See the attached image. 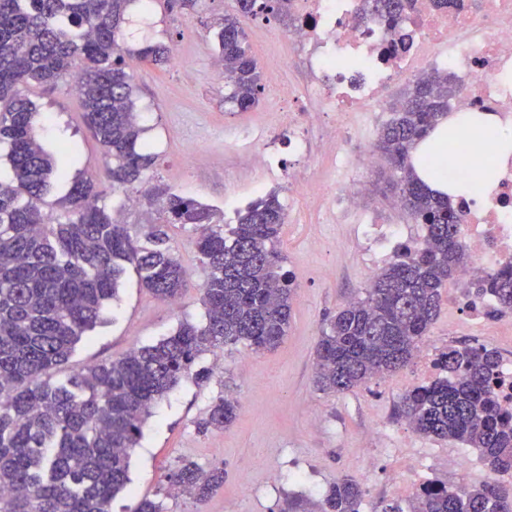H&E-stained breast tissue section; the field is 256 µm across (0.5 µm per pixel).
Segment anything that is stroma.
<instances>
[{
  "instance_id": "1",
  "label": "stroma",
  "mask_w": 512,
  "mask_h": 512,
  "mask_svg": "<svg viewBox=\"0 0 512 512\" xmlns=\"http://www.w3.org/2000/svg\"><path fill=\"white\" fill-rule=\"evenodd\" d=\"M130 8L152 19L143 34L122 28L120 42L128 50L136 110L156 164L141 183L113 190L107 177L110 160L87 129L77 95L63 84L28 87L26 95L37 109L34 127L46 149L53 153L66 144L77 149L67 179L53 184L45 197L47 211L65 215L71 180L88 178L107 204L121 206L122 222L141 234L163 222L144 195L153 185L164 184L213 206L229 227L240 209L274 191L285 208L283 266L293 273L297 290L290 328L279 347L256 353L237 344L206 353L198 364L210 370L209 380L187 378L155 407L131 452L130 483L113 500L112 512H134L145 497L164 500L168 512H279L286 497L318 499L346 474L365 480L363 512L390 502L406 506L416 488L398 479L402 459L395 449L407 437L426 458L423 480L455 484L458 460L474 456V449L414 434L396 413L402 395L417 384L416 365L345 393H325L314 384L318 336L339 307L363 294L370 277L359 253L357 214L329 212L326 204L308 198V184L321 182L331 193L342 184H356L362 189L360 208L372 212L378 223L407 224L416 235L426 232L392 205L388 167L371 173L362 169L363 156L375 148L378 128L367 122L348 127L343 140L350 164L337 168L326 145L336 117L316 111L315 100L302 97L296 119L307 134L309 152L301 157L291 151L278 85L300 88L305 83L303 60L288 41L295 26L291 17L237 15L264 85L256 106L241 112L228 101L230 88L214 65L213 32L225 15L237 14L235 0H197L195 9L185 12L168 9L167 0H132ZM147 43L183 55L185 67L141 60L136 51ZM276 60L281 66L274 74L270 66ZM253 127L262 131L260 150L275 156V165L242 162L247 149L243 138ZM168 234L186 270L180 299H156L143 288L136 270L126 267L103 322L77 345L58 378L156 342L182 321L203 323L205 271L197 235L176 224L168 226ZM223 393L240 403L235 422L221 431L198 432L197 421ZM371 426L379 430L372 448L365 441ZM183 460L205 468L222 466L223 488L203 501L169 496L165 476ZM245 483L250 486L246 494L241 491Z\"/></svg>"
}]
</instances>
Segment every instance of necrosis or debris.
<instances>
[{
    "mask_svg": "<svg viewBox=\"0 0 512 512\" xmlns=\"http://www.w3.org/2000/svg\"><path fill=\"white\" fill-rule=\"evenodd\" d=\"M363 0H290L297 25L291 34L322 112H372L395 84L444 67L459 79L455 111L492 112L512 132V0H404L401 19L379 25ZM460 243L469 263L449 304L470 327L483 322L485 299L468 285L512 267V158L501 163L495 189L458 201ZM363 260L374 271L404 249L403 224L359 222Z\"/></svg>",
    "mask_w": 512,
    "mask_h": 512,
    "instance_id": "necrosis-or-debris-1",
    "label": "necrosis or debris"
}]
</instances>
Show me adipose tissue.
<instances>
[{
	"instance_id": "obj_1",
	"label": "adipose tissue",
	"mask_w": 512,
	"mask_h": 512,
	"mask_svg": "<svg viewBox=\"0 0 512 512\" xmlns=\"http://www.w3.org/2000/svg\"><path fill=\"white\" fill-rule=\"evenodd\" d=\"M485 143L491 145L494 153L512 154V136L501 133L494 115L483 112L454 115L441 119L419 141L413 152V162L419 177L433 192L448 196L456 193L453 182L438 169L439 163L451 155L463 165L476 166L473 184L486 190L496 180L497 169L483 158L481 146Z\"/></svg>"
}]
</instances>
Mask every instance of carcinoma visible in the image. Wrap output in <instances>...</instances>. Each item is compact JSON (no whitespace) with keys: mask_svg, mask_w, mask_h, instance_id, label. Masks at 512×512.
<instances>
[{"mask_svg":"<svg viewBox=\"0 0 512 512\" xmlns=\"http://www.w3.org/2000/svg\"><path fill=\"white\" fill-rule=\"evenodd\" d=\"M132 0H0V144L9 148L12 182L0 181V512H112L130 482V454L152 409L190 374L206 351L244 344L273 349L287 335L296 286L278 250L285 213L269 192L238 211L224 229L212 206L168 187L146 199L165 223L190 227L206 272L205 323H180L151 345L53 380L75 346L101 323L124 266H132L157 298L181 295L185 270L162 225L131 234L95 191L73 181L65 219L43 211L52 183L67 177L35 134V110L21 88L70 81L80 58L76 92L83 119L107 157L112 187L143 180L155 156L143 143L132 76L119 43ZM367 11L392 23L403 0H364ZM237 12L270 11L267 0H236ZM230 100L252 109L262 75L233 15L214 33ZM155 65L170 50L147 45ZM448 116V73L416 79L379 133L377 147L397 174L392 188L402 208L427 230L425 246L407 251L372 277L364 297L336 312L316 347V384L341 393L406 367L440 312L448 281L469 261L459 243L453 201L418 177L412 150ZM495 306L512 313V269L476 283ZM439 362L448 376L408 389L398 414L419 435L457 441L479 453L490 472L512 475V411L498 401V354L485 347L450 348ZM239 401L219 396L197 429L222 430ZM170 489L203 501L224 486V467L183 461L166 476ZM365 490L344 476L324 492L314 512H360ZM374 512H512V487L498 481L460 488L421 485L409 509L398 503Z\"/></svg>","mask_w":512,"mask_h":512,"instance_id":"cac0c4a2","label":"carcinoma"}]
</instances>
